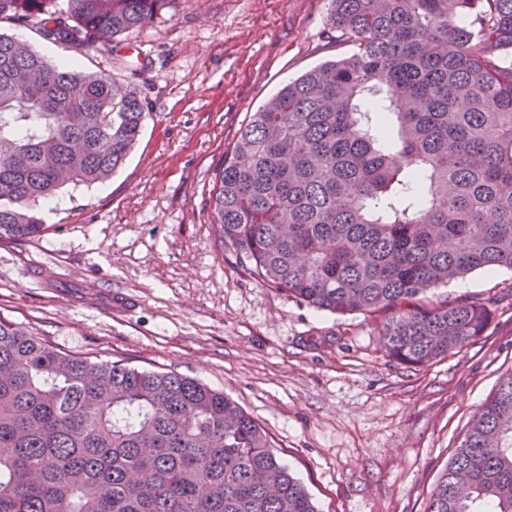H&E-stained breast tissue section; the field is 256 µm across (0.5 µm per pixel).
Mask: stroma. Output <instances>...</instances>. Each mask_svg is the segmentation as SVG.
<instances>
[{
  "mask_svg": "<svg viewBox=\"0 0 512 512\" xmlns=\"http://www.w3.org/2000/svg\"><path fill=\"white\" fill-rule=\"evenodd\" d=\"M327 0H177L125 50L75 56L4 22L51 62L133 81L149 113L108 180L69 187L47 230L0 244V317L61 351L174 371L223 391L268 434L319 512H424L479 407L512 373V270L432 290L492 311L464 351L390 360L378 315L337 316L250 275L212 198L250 113L288 80L347 54Z\"/></svg>",
  "mask_w": 512,
  "mask_h": 512,
  "instance_id": "stroma-1",
  "label": "stroma"
}]
</instances>
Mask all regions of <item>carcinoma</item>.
<instances>
[{"instance_id":"obj_1","label":"carcinoma","mask_w":512,"mask_h":512,"mask_svg":"<svg viewBox=\"0 0 512 512\" xmlns=\"http://www.w3.org/2000/svg\"><path fill=\"white\" fill-rule=\"evenodd\" d=\"M176 0H0L79 55ZM351 52L288 81L240 128L215 223L264 283L336 315L381 312L387 357L458 353L492 311L428 291L512 269V0H328ZM146 101L0 33V242L40 203L126 161ZM0 512H318L267 434L173 371L68 354L0 317ZM425 512H512V373L473 416Z\"/></svg>"}]
</instances>
